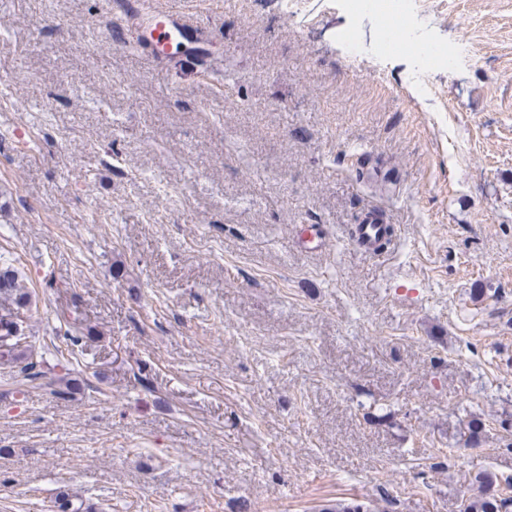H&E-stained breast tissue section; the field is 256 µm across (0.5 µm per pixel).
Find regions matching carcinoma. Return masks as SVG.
<instances>
[{"mask_svg":"<svg viewBox=\"0 0 512 512\" xmlns=\"http://www.w3.org/2000/svg\"><path fill=\"white\" fill-rule=\"evenodd\" d=\"M19 271L10 260L0 255V297L12 302L14 308L7 310L10 320H0V348L15 356L23 363L20 372L29 380L38 376L34 372L37 362L27 360L23 353L17 352L26 332L24 310L30 305L28 293L21 291L18 282ZM465 512H512V482L506 483L504 493L476 498L466 506Z\"/></svg>","mask_w":512,"mask_h":512,"instance_id":"1","label":"carcinoma"}]
</instances>
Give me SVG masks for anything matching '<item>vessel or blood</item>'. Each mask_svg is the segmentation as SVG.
Returning a JSON list of instances; mask_svg holds the SVG:
<instances>
[{
    "label": "vessel or blood",
    "mask_w": 512,
    "mask_h": 512,
    "mask_svg": "<svg viewBox=\"0 0 512 512\" xmlns=\"http://www.w3.org/2000/svg\"><path fill=\"white\" fill-rule=\"evenodd\" d=\"M195 4L196 0H169L165 8L157 9L150 0H119L123 22L113 27L112 42L117 46L134 42L137 52L156 66L173 64L184 75H201L212 68L210 36L193 14ZM394 236L393 225L383 223L379 212L372 210L353 225L350 239L360 251L376 256Z\"/></svg>",
    "instance_id": "obj_1"
}]
</instances>
